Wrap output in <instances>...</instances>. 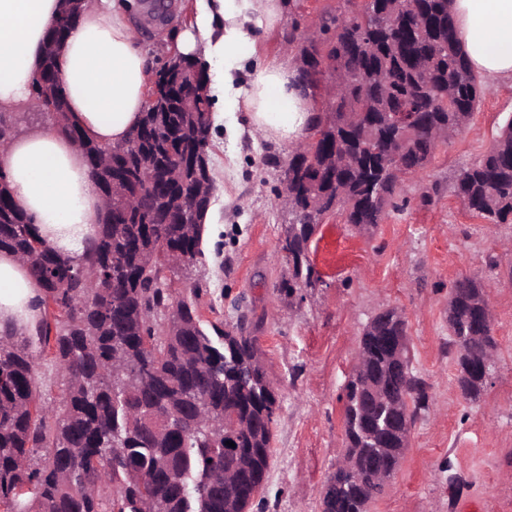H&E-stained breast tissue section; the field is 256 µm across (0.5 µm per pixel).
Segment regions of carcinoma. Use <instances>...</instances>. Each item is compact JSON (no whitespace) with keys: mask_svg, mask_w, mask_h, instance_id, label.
Returning <instances> with one entry per match:
<instances>
[{"mask_svg":"<svg viewBox=\"0 0 512 512\" xmlns=\"http://www.w3.org/2000/svg\"><path fill=\"white\" fill-rule=\"evenodd\" d=\"M84 5L66 0L46 45L64 40ZM323 36L336 38L327 57H342L339 88L328 109L312 118L322 139L310 156L288 162L296 177L289 206L286 262L280 290L291 295L320 276L310 258L313 236L329 215L359 231L380 224L405 176L432 161L437 128L462 132L481 101L482 81L454 40L449 0H372L363 12L323 18ZM315 46L297 45L301 81L313 75ZM199 86L207 68L197 59L165 62L159 97L122 144L87 140L66 127L87 159L100 168L117 224H101L85 255L63 256L40 237L37 225L14 203L0 172V251L30 267L41 290L35 336L0 332V505L15 508L32 495L27 512H247L263 492L270 467L278 398L261 360L259 338L245 319L236 329L207 331L195 302L173 300L165 270L193 265L203 255L204 216L214 183L189 164L172 171L175 186L155 190L146 179L116 176L153 172L160 178L182 147L209 153L212 99L200 110L177 105L173 84L184 72ZM56 55L46 50L34 79V98L67 97ZM397 140L398 161L373 150ZM335 163L346 169L338 186L319 176ZM462 205L495 224L512 222V119L494 145L456 178ZM485 291L470 276L455 281L448 300V330L459 347L462 396L476 401L485 382L468 367L496 347L493 327H473ZM407 335L396 308L365 327L359 349L366 368L351 377L344 404V443L352 469L328 480L322 512H370L385 480L398 469L404 433L429 409L426 382L409 370L386 376L391 357L382 336ZM51 348L68 379L57 406L45 404L28 346ZM232 441L231 448L226 442ZM381 449L382 461L371 455ZM113 487L110 498L100 491Z\"/></svg>","mask_w":512,"mask_h":512,"instance_id":"1","label":"carcinoma"}]
</instances>
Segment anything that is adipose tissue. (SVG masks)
Listing matches in <instances>:
<instances>
[{
  "mask_svg": "<svg viewBox=\"0 0 512 512\" xmlns=\"http://www.w3.org/2000/svg\"><path fill=\"white\" fill-rule=\"evenodd\" d=\"M61 0H0V110L34 111L29 89L45 36ZM134 0H88L56 55L66 87V120L12 134L0 144V169L17 204L31 215L47 245L81 257L106 208L82 150L63 130L78 125L95 142H124L149 102L150 60L129 23ZM455 38L472 69L512 83V0H453ZM283 19L281 0H196L192 27L175 44L182 54L222 59L211 94L225 113H246L253 132L291 145L303 141L317 109L297 83L293 53L260 62L262 37ZM40 289L26 262L0 252V330L32 332L40 319Z\"/></svg>",
  "mask_w": 512,
  "mask_h": 512,
  "instance_id": "1",
  "label": "adipose tissue"
}]
</instances>
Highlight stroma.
Returning a JSON list of instances; mask_svg holds the SVG:
<instances>
[{
  "label": "stroma",
  "instance_id": "obj_1",
  "mask_svg": "<svg viewBox=\"0 0 512 512\" xmlns=\"http://www.w3.org/2000/svg\"><path fill=\"white\" fill-rule=\"evenodd\" d=\"M160 22L140 8L132 24L152 66L165 43L188 28L194 0H167ZM464 131L441 143L422 172L407 177L373 233L338 215L315 235L310 258L321 279L285 295L281 241L290 214L280 192L292 146L235 134L242 113L213 115L215 190L203 256L172 269L174 299L193 286L204 325L229 330L240 315L257 324L262 362L278 395L263 500L253 512H322L327 482L344 454L345 386L365 326L396 307L408 320L411 366L428 385L430 409L412 426L394 476L371 512H512V223L492 224L453 192L460 171L487 151L512 118V86L484 80ZM440 184L429 205L421 188ZM464 276L487 294L497 346L478 401L458 387V348L448 331V293Z\"/></svg>",
  "mask_w": 512,
  "mask_h": 512
}]
</instances>
